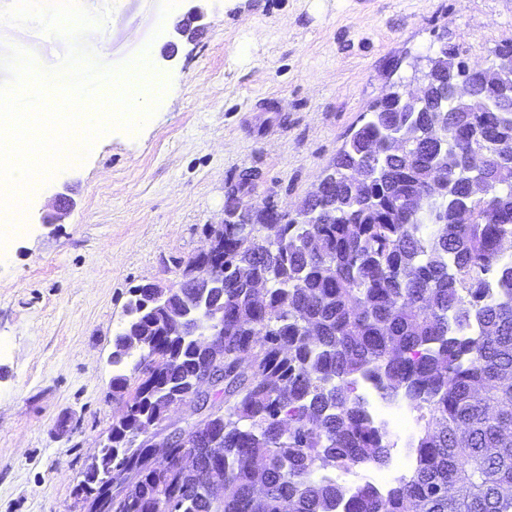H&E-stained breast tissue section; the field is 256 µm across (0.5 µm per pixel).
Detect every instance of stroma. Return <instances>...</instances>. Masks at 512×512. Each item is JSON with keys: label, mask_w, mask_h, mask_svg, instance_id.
<instances>
[{"label": "stroma", "mask_w": 512, "mask_h": 512, "mask_svg": "<svg viewBox=\"0 0 512 512\" xmlns=\"http://www.w3.org/2000/svg\"><path fill=\"white\" fill-rule=\"evenodd\" d=\"M81 2L108 12L99 59L153 46L168 92L137 134L38 182L0 246V512H86L75 487L124 410L110 356L131 293L180 281L242 172L256 202L296 207L414 58L445 43L476 66L512 39V0H204L189 37L159 0ZM0 42L55 64L67 49L32 24Z\"/></svg>", "instance_id": "stroma-1"}]
</instances>
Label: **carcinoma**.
<instances>
[{
	"label": "carcinoma",
	"instance_id": "1",
	"mask_svg": "<svg viewBox=\"0 0 512 512\" xmlns=\"http://www.w3.org/2000/svg\"><path fill=\"white\" fill-rule=\"evenodd\" d=\"M436 56L437 80L459 70L478 111L449 100L441 115L409 112L390 92L301 203L313 221L253 202L243 177L227 193L224 240L191 259L224 278L212 289L224 302L217 357L166 335L153 307L141 314L146 360L112 378L125 404L112 423V512H512V177L498 175L512 161V76L489 82L453 49ZM407 129L409 152L392 154ZM437 177L447 192L431 224L413 202ZM479 177L488 194L473 204ZM470 203L474 223H458ZM209 364L224 380V424L190 433L167 461L130 444ZM365 382L423 421L413 470L384 492L315 477L388 464L386 423L357 393ZM188 454L192 470L178 466Z\"/></svg>",
	"mask_w": 512,
	"mask_h": 512
}]
</instances>
